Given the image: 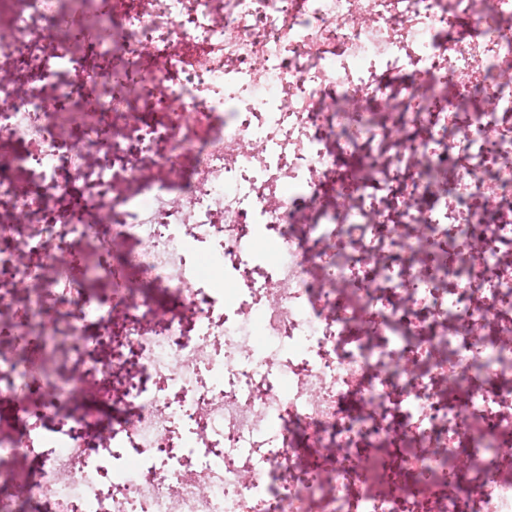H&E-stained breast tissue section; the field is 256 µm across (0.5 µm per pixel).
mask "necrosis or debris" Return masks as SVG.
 <instances>
[{
	"label": "necrosis or debris",
	"instance_id": "4bbe7bcc",
	"mask_svg": "<svg viewBox=\"0 0 512 512\" xmlns=\"http://www.w3.org/2000/svg\"><path fill=\"white\" fill-rule=\"evenodd\" d=\"M511 252L512 0H0V512H512Z\"/></svg>",
	"mask_w": 512,
	"mask_h": 512
}]
</instances>
